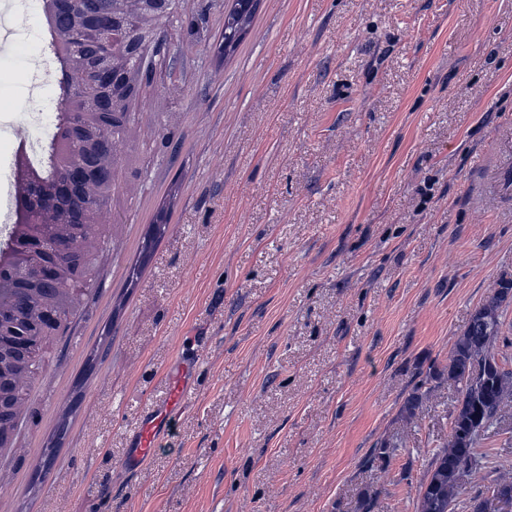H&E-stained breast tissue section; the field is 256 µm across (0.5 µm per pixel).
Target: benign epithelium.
Returning <instances> with one entry per match:
<instances>
[{
	"instance_id": "benign-epithelium-1",
	"label": "benign epithelium",
	"mask_w": 512,
	"mask_h": 512,
	"mask_svg": "<svg viewBox=\"0 0 512 512\" xmlns=\"http://www.w3.org/2000/svg\"><path fill=\"white\" fill-rule=\"evenodd\" d=\"M52 19L58 24L55 41L65 67L61 82L72 72L81 77V89L72 93L57 115L65 138L53 144L45 175L30 170L25 158L15 164L18 207L22 217L37 224H95V210L82 200L115 190L123 156L134 127L135 102L144 95L142 73L132 61L157 46L156 22L170 15L176 0H51ZM42 242L32 248V263L22 282L24 295L12 320L0 319L1 387L23 372L17 352L49 334L59 321L38 285L61 276L72 256L43 258ZM485 512H512V494L495 489L484 500Z\"/></svg>"
}]
</instances>
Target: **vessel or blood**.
<instances>
[{
	"label": "vessel or blood",
	"instance_id": "vessel-or-blood-1",
	"mask_svg": "<svg viewBox=\"0 0 512 512\" xmlns=\"http://www.w3.org/2000/svg\"><path fill=\"white\" fill-rule=\"evenodd\" d=\"M190 377L191 370L188 367L178 366L171 370L170 397L165 404L153 407L140 419L134 434V447L129 457L131 464H138L155 452L172 419L181 410L182 397L188 387Z\"/></svg>",
	"mask_w": 512,
	"mask_h": 512
}]
</instances>
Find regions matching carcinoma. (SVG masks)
<instances>
[{
  "label": "carcinoma",
  "instance_id": "obj_1",
  "mask_svg": "<svg viewBox=\"0 0 512 512\" xmlns=\"http://www.w3.org/2000/svg\"><path fill=\"white\" fill-rule=\"evenodd\" d=\"M252 0H235L224 16V55L232 54L240 42L251 16ZM106 229L102 224H76L71 228L72 248L83 260L81 277L72 285L50 289L63 315L62 323L51 338L65 329L69 317L86 304V299L98 287L100 269L98 249L85 245L91 236L102 238ZM39 238L53 244L55 235L43 224L14 222L8 236L0 245V254H21L22 246ZM22 266L9 261L0 263V314L8 312L16 296ZM499 289L479 305L472 317L487 316L496 323L494 331L481 334L464 330L448 355V380L458 392L448 445L437 453L431 464L426 489L420 496L419 512H453L454 502L461 493L465 480H475L484 471V456L479 452L482 441L501 419L507 408H512V370L499 364L495 352L501 335L502 307L509 303L506 292H512V281H500ZM20 415L8 403L0 404V434L9 436L19 430Z\"/></svg>",
  "mask_w": 512,
  "mask_h": 512
}]
</instances>
